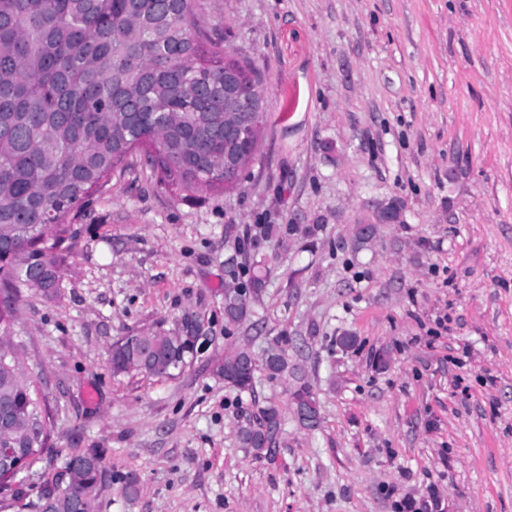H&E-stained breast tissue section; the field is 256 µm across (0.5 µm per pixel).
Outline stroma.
<instances>
[{
  "instance_id": "35a3bbf8",
  "label": "stroma",
  "mask_w": 512,
  "mask_h": 512,
  "mask_svg": "<svg viewBox=\"0 0 512 512\" xmlns=\"http://www.w3.org/2000/svg\"><path fill=\"white\" fill-rule=\"evenodd\" d=\"M201 2L271 85L256 161L186 201L135 153L72 219L59 288L17 303L53 430L13 494L94 453V512H512V0ZM263 224L318 230L252 247ZM255 274L228 322L225 283ZM147 331L203 343L172 375H113V343ZM280 336L317 427L293 375L224 380ZM270 404L274 453L241 447ZM255 360L252 354L242 349L224 358V380L241 389L253 386ZM291 400L296 413L308 415V422H301L308 427H315L320 420L319 405L314 394L305 384L291 393Z\"/></svg>"
}]
</instances>
